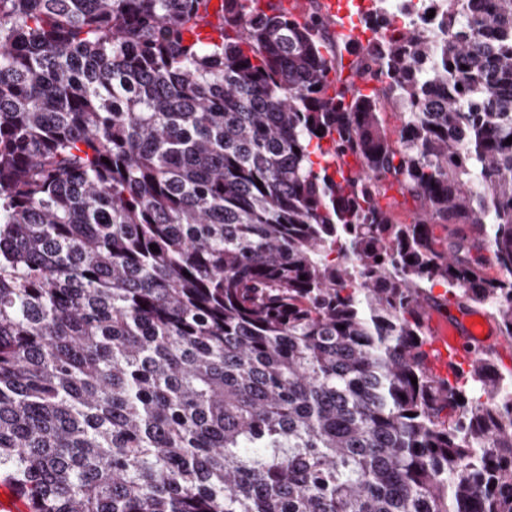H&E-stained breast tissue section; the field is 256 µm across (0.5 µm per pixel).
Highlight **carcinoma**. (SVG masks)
<instances>
[{
  "instance_id": "obj_1",
  "label": "carcinoma",
  "mask_w": 512,
  "mask_h": 512,
  "mask_svg": "<svg viewBox=\"0 0 512 512\" xmlns=\"http://www.w3.org/2000/svg\"><path fill=\"white\" fill-rule=\"evenodd\" d=\"M361 23L343 78L319 8L0 0V473L30 512H512V371L435 373L422 321L512 338L479 261L512 274V0ZM402 2V0H386L385 2L386 10L390 20L392 21V29H400L403 26L413 25L425 32L434 31L436 28L434 20L436 15V7L434 5L426 11L419 10L408 13L403 9ZM430 10H435V15L433 18L427 17V14L430 13Z\"/></svg>"
}]
</instances>
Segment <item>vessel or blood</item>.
<instances>
[{"instance_id": "vessel-or-blood-1", "label": "vessel or blood", "mask_w": 512, "mask_h": 512, "mask_svg": "<svg viewBox=\"0 0 512 512\" xmlns=\"http://www.w3.org/2000/svg\"><path fill=\"white\" fill-rule=\"evenodd\" d=\"M323 4L327 15L343 18L341 30L344 34L367 41L368 36L360 27L347 22L345 0H323ZM426 319L434 349L453 360L471 359L475 348L490 347L497 340L493 324L485 317L480 319L467 313L450 317L443 310L430 306L426 309Z\"/></svg>"}]
</instances>
